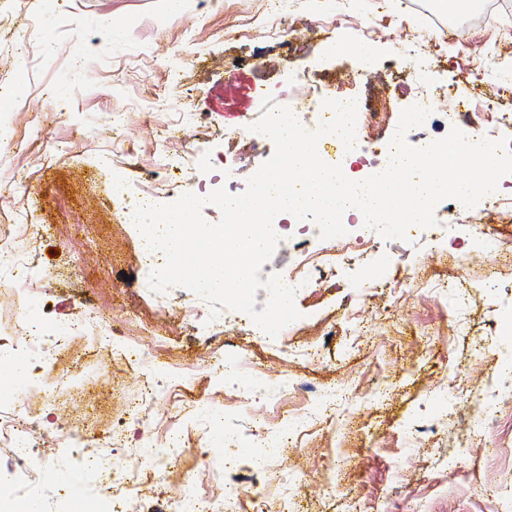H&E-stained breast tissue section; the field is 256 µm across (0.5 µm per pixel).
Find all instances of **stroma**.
I'll list each match as a JSON object with an SVG mask.
<instances>
[{
  "mask_svg": "<svg viewBox=\"0 0 512 512\" xmlns=\"http://www.w3.org/2000/svg\"><path fill=\"white\" fill-rule=\"evenodd\" d=\"M57 1L0 0V74L14 88L12 145L0 147V225L27 224L26 255L41 277L27 298L0 292V343L17 335L24 318L68 325L93 308L128 335L154 342L156 352L149 365L108 346L95 349L71 370L86 391L60 393L51 403L31 376L0 384V410H28L35 451L53 464L37 489L20 486L18 502L59 512L70 481L88 488L84 451L108 447L137 463L163 422L187 430L191 450L181 466L207 474L210 496L223 505L225 486L250 478L266 402L283 389L291 405L309 409L316 427L287 454L302 512H503L494 490L503 479L501 456L512 452V266L474 251L462 282L469 301L461 307L438 288L456 273L455 253L433 243L432 229L411 228L405 241L373 234L337 274L296 293L293 342L321 348L315 361L296 359L280 351L277 338L251 333L237 311L220 312L223 336L216 339L182 318L185 301L211 313L196 293L182 286L152 291L141 272V234L124 223L112 176L152 184L163 176L161 154L201 146L196 167L177 174V183L190 189L225 163V188L243 192L274 146L264 137L241 151L225 131L246 130L272 105L261 89L287 88L315 64L336 97L367 99L388 114L373 136L377 144L393 139L402 110L434 85L448 88L438 109L451 120L444 127L427 117L407 134L412 145H428L452 127L467 130L489 110L511 119L504 75L512 71V17H487L470 5L459 12L462 30L441 39L402 0H283L295 32L327 21L291 52L267 35L268 0H181L175 12L168 0H61V10ZM333 30L370 48L371 69L387 73L386 85L349 78L356 56L325 44ZM411 50L435 51L436 72L405 70ZM63 86L67 96L57 97ZM120 112L119 140L113 120ZM434 216L483 224L512 249V223L484 205L443 201ZM413 271L424 287L410 286ZM489 277L497 283L494 297L472 291ZM225 339L252 353L269 376L265 386L210 374ZM172 354L196 407L163 402ZM148 380L155 397L145 401ZM490 383L503 405L493 420L474 399ZM336 384L351 388L353 400L323 411ZM137 400L141 411L129 417ZM211 405L223 408L222 424L210 422ZM72 429L84 436L83 448L68 446ZM228 434L239 438L230 451ZM229 453L238 466L221 471Z\"/></svg>",
  "mask_w": 512,
  "mask_h": 512,
  "instance_id": "1",
  "label": "stroma"
}]
</instances>
